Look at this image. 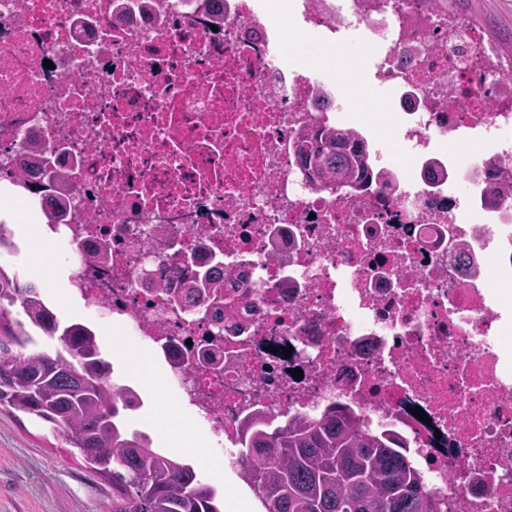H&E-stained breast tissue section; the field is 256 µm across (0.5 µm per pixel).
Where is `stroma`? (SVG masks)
Listing matches in <instances>:
<instances>
[{
  "label": "stroma",
  "instance_id": "1",
  "mask_svg": "<svg viewBox=\"0 0 512 512\" xmlns=\"http://www.w3.org/2000/svg\"><path fill=\"white\" fill-rule=\"evenodd\" d=\"M456 13L491 19V41L501 53L512 52V0H467ZM328 53L319 36L303 32L291 42L282 64L288 69H315L347 94L360 87L362 96L350 109L351 119H374V132L383 145H390L399 95L371 83L372 61L362 37H349L336 58H329ZM129 423L148 431L160 447L192 460L200 474H207L209 462L215 459L203 441L195 447H177L173 438L183 432L178 419L169 407L151 398ZM111 495L106 479L68 455L48 424L0 406V512H100Z\"/></svg>",
  "mask_w": 512,
  "mask_h": 512
}]
</instances>
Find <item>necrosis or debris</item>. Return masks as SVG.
I'll return each mask as SVG.
<instances>
[{
  "instance_id": "1",
  "label": "necrosis or debris",
  "mask_w": 512,
  "mask_h": 512,
  "mask_svg": "<svg viewBox=\"0 0 512 512\" xmlns=\"http://www.w3.org/2000/svg\"><path fill=\"white\" fill-rule=\"evenodd\" d=\"M149 3L112 26L114 0H0V184L41 228L26 251L69 249L78 327L161 366V393L230 458L242 492L248 416L277 425L341 402L400 439L443 512H512V295L493 285L512 279V196L489 210L449 191L492 158L512 185V57L448 0H288L334 50L362 34L374 83L411 94L394 133L402 161L371 143L390 190H320L296 140L347 126L349 101L282 66L269 0ZM29 138L73 171L85 219L53 223L38 174L15 162ZM467 141L481 151L449 156ZM173 238L245 294L241 330L185 288ZM103 245L111 262H89Z\"/></svg>"
}]
</instances>
